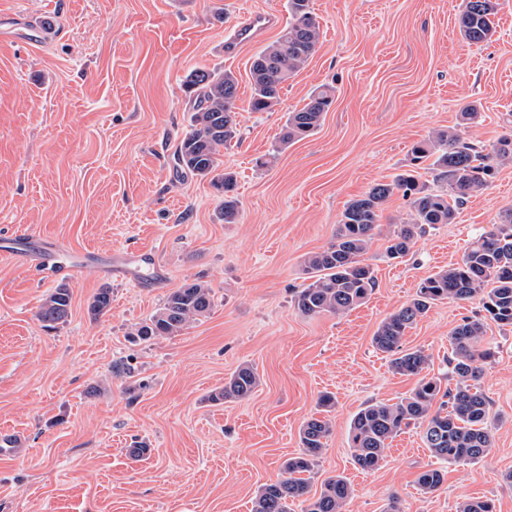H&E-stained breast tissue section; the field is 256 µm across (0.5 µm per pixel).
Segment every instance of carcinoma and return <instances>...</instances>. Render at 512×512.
Segmentation results:
<instances>
[{
    "mask_svg": "<svg viewBox=\"0 0 512 512\" xmlns=\"http://www.w3.org/2000/svg\"><path fill=\"white\" fill-rule=\"evenodd\" d=\"M497 0H466L459 16L461 36L473 43L489 39L495 29ZM290 21L277 39L260 51L250 66L249 109L265 112L280 100L284 84L313 56L319 42V26L310 0H288ZM238 81L232 72L199 69L186 79L191 96V121L176 147V165L185 174L211 178L224 190L221 214L224 223L238 217V200L231 195L234 175L219 172L221 150L237 136ZM333 103L327 86L314 90L300 109L287 113L279 144L286 146L312 135L320 126L324 112ZM512 156V140L501 139L485 152L461 139L454 130L441 129L432 138L412 148L413 165L433 158L436 178L447 182L445 191L425 189L418 177L405 172L391 183H377L345 207L332 243L304 260V272L311 283L296 292V309L304 316L344 314L366 302L376 278L366 262L382 206L400 190L410 199L411 222L402 224L388 239L390 258L406 255L418 233L431 224H450L457 208L473 194L483 190L495 172V164ZM443 300L481 304L483 314L466 318L450 336L451 377L454 387H442V380L423 375L428 357L421 350L403 347L405 332L435 303ZM112 306V291L101 288L88 305L91 318L107 314ZM214 306L212 288L197 279L185 281L171 291L155 314L138 324L132 336L141 341L177 336L189 324L207 317ZM71 291L60 284L50 291L39 307L38 319L57 324L68 318ZM512 327V213L501 217L493 229L473 241L461 260L423 279L415 296L380 323L372 342L391 358L392 369L416 376L409 395L399 401L372 403L360 408L352 419L350 440L353 459L363 470L375 469L385 449L404 427L413 422L425 424L423 442L440 467L423 471L418 477L428 493L441 487L443 466L477 462L492 448L487 427L490 405L476 386L482 368L480 361L490 353L480 350L487 322ZM259 384L249 366L238 368L224 386L212 391L207 401L244 400ZM331 432V422L310 417L301 426V452L283 463V476L263 485L255 498L253 512H290L288 502L309 494L318 458ZM350 496L348 481L341 475L325 479L319 494L308 499L305 512H342Z\"/></svg>",
    "mask_w": 512,
    "mask_h": 512,
    "instance_id": "carcinoma-1",
    "label": "carcinoma"
}]
</instances>
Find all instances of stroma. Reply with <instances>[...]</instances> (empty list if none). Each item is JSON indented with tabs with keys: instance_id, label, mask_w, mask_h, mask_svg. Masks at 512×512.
Segmentation results:
<instances>
[{
	"instance_id": "obj_1",
	"label": "stroma",
	"mask_w": 512,
	"mask_h": 512,
	"mask_svg": "<svg viewBox=\"0 0 512 512\" xmlns=\"http://www.w3.org/2000/svg\"><path fill=\"white\" fill-rule=\"evenodd\" d=\"M464 5L311 0L315 54L277 105L252 112L250 65L287 25V0H0V240L33 235L72 271L0 254V432L25 435L22 447H0V512H252L325 393L333 428L311 492L341 475L352 487L345 512H385L393 500L401 512H459L467 498L512 512V327L486 325L484 460L447 467L426 493L417 478L437 461L421 427L401 431L369 472L349 440L365 403L397 401L416 383L374 347L380 322L512 211V160L398 259L385 249L411 206L394 192L366 255L376 286L361 306L311 318L293 303L304 258L328 247L350 200L408 170L414 144L448 128L486 150L512 136V0H498L496 32L478 44L459 34ZM257 13L274 23L225 51ZM32 19L50 32L43 45L27 41ZM198 69L239 82L238 135L223 157L240 202L234 224L220 213L223 193L173 160L191 116L184 81ZM322 85L334 103L320 127L277 148L287 113ZM469 106L478 118L465 126ZM87 253L126 257L132 274L105 275ZM191 279L211 286L212 312L179 335L131 343L132 327ZM62 282L70 315L44 328L38 309ZM105 286L112 307L90 319ZM479 312L475 300L437 303L404 346L446 378L449 337ZM242 365L259 377L254 393L207 402ZM137 441L151 449L139 460Z\"/></svg>"
}]
</instances>
